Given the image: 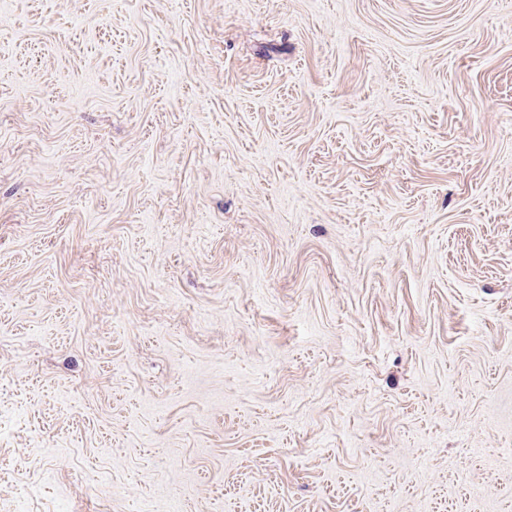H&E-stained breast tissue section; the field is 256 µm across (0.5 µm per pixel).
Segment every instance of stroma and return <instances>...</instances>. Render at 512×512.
<instances>
[{"label": "stroma", "instance_id": "1", "mask_svg": "<svg viewBox=\"0 0 512 512\" xmlns=\"http://www.w3.org/2000/svg\"><path fill=\"white\" fill-rule=\"evenodd\" d=\"M0 512H512V0H0Z\"/></svg>", "mask_w": 512, "mask_h": 512}]
</instances>
